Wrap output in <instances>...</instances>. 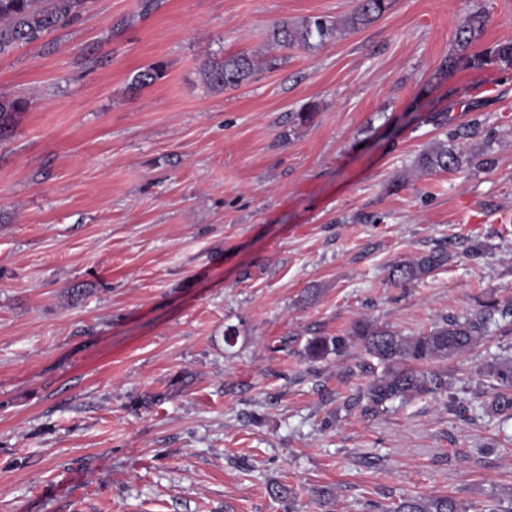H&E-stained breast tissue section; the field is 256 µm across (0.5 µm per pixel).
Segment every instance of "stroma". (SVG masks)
I'll list each match as a JSON object with an SVG mask.
<instances>
[{
    "label": "stroma",
    "mask_w": 512,
    "mask_h": 512,
    "mask_svg": "<svg viewBox=\"0 0 512 512\" xmlns=\"http://www.w3.org/2000/svg\"><path fill=\"white\" fill-rule=\"evenodd\" d=\"M356 6L91 0L0 58V95L31 101L0 142V512H480L512 490V420L474 407L512 332L440 362L447 395L347 404L382 371L356 322L411 336L512 301V68L436 77L472 9L481 45L512 39V0H394L241 87L202 81L279 21ZM450 128L495 166L420 170ZM448 262V251L437 248L407 262L391 266L389 278L394 284L409 285L422 280L438 267ZM349 345L346 336H321L310 340L306 345V355L310 360H319L330 354L340 356ZM387 511L386 509H383ZM465 508L455 498L449 496L437 497L426 502L408 499L400 502L387 512H465Z\"/></svg>",
    "instance_id": "stroma-1"
}]
</instances>
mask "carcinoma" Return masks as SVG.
Returning <instances> with one entry per match:
<instances>
[{
    "mask_svg": "<svg viewBox=\"0 0 512 512\" xmlns=\"http://www.w3.org/2000/svg\"><path fill=\"white\" fill-rule=\"evenodd\" d=\"M88 0H0V57L11 54L18 46L38 41L52 28L77 19ZM392 0H358L356 9L338 19L314 15L298 21H283L274 27L269 42L278 48L316 49L336 40L344 31L361 29L386 13ZM486 15L477 9L457 27L454 46L448 59L440 65L439 76H447L459 67L486 71L512 66V40L499 41L483 50L472 47L480 38ZM258 65L249 54H236L211 62L203 71V81L210 90L233 89L249 82ZM164 74V64L153 63L138 71L131 88L137 90L153 84ZM27 100L0 95V140L9 136L16 115L26 110ZM466 136L456 129L447 133L419 159L420 168L432 171H456L472 164L493 166L494 160L484 157V151L462 149L455 141ZM448 262V251L437 248L407 262L391 266L390 280L401 286L422 280ZM512 325V302L500 304L489 299L476 312L463 316H446L429 330L404 336L386 327L361 322L353 335L362 341L368 355L383 367L381 375L358 389L351 398L352 405H362L365 412L385 409L395 401L412 396L441 395L448 392L447 374L431 365L471 350L490 328L499 322ZM349 345L346 336H321L306 345L310 360H319L330 354L341 355ZM487 373L497 382V391L482 405L491 416L512 418V358H505L487 366ZM390 512H465L455 498L437 497L426 502L408 499Z\"/></svg>",
    "mask_w": 512,
    "mask_h": 512,
    "instance_id": "carcinoma-1",
    "label": "carcinoma"
}]
</instances>
